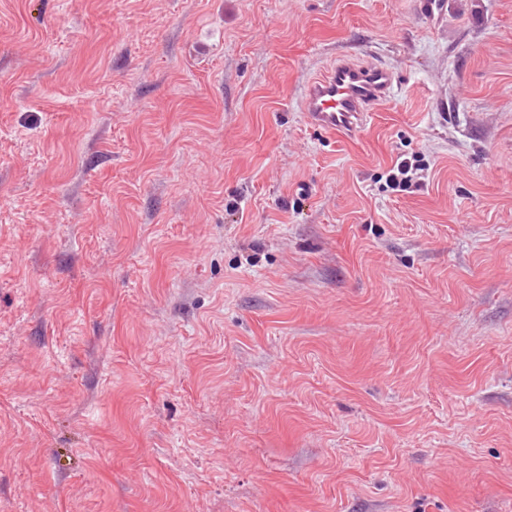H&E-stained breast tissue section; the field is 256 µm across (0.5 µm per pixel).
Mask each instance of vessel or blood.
I'll return each instance as SVG.
<instances>
[{
    "label": "vessel or blood",
    "instance_id": "vessel-or-blood-1",
    "mask_svg": "<svg viewBox=\"0 0 512 512\" xmlns=\"http://www.w3.org/2000/svg\"><path fill=\"white\" fill-rule=\"evenodd\" d=\"M393 83L383 66L345 57L309 82L298 106L317 128L350 136L366 124L373 106L389 97Z\"/></svg>",
    "mask_w": 512,
    "mask_h": 512
}]
</instances>
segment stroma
I'll return each instance as SVG.
<instances>
[{
	"label": "stroma",
	"instance_id": "35a3bbf8",
	"mask_svg": "<svg viewBox=\"0 0 512 512\" xmlns=\"http://www.w3.org/2000/svg\"><path fill=\"white\" fill-rule=\"evenodd\" d=\"M0 512H512V0H0ZM393 83L383 66L343 57L309 82L298 106L317 128L350 136L366 124L373 106L390 96ZM424 155L419 152L401 155L387 176V183L392 190L405 191L413 185L418 186L421 182L422 174L428 170Z\"/></svg>",
	"mask_w": 512,
	"mask_h": 512
}]
</instances>
